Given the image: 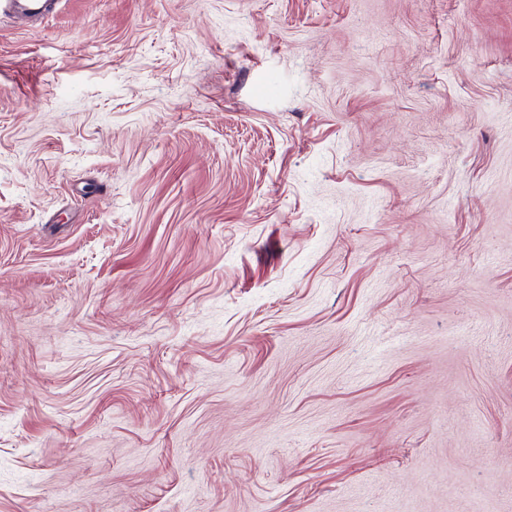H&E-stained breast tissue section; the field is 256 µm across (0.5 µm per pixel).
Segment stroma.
<instances>
[{"label": "stroma", "mask_w": 512, "mask_h": 512, "mask_svg": "<svg viewBox=\"0 0 512 512\" xmlns=\"http://www.w3.org/2000/svg\"><path fill=\"white\" fill-rule=\"evenodd\" d=\"M0 512H512V0L0 14Z\"/></svg>", "instance_id": "1"}]
</instances>
